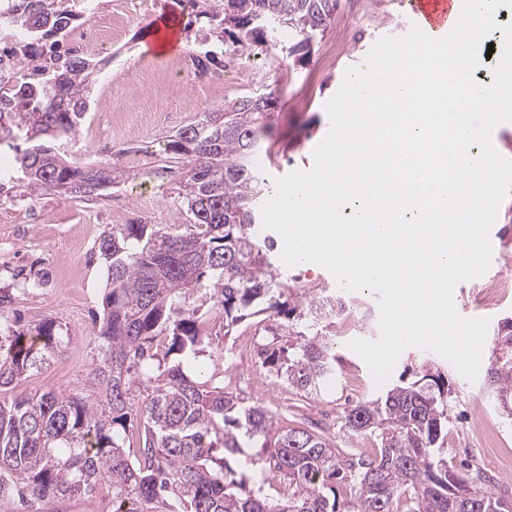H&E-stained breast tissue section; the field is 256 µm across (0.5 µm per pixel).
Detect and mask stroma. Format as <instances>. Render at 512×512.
I'll use <instances>...</instances> for the list:
<instances>
[{"label":"stroma","instance_id":"stroma-1","mask_svg":"<svg viewBox=\"0 0 512 512\" xmlns=\"http://www.w3.org/2000/svg\"><path fill=\"white\" fill-rule=\"evenodd\" d=\"M173 0H112L113 17L124 23L112 32V53L103 57L94 85V109L108 110L112 120L111 191L79 201L46 195L36 200L40 223L29 220L25 210L0 209V319L19 321L32 328L51 320L62 337L58 360L28 373L23 391H55L85 398L91 393L90 374L100 360L99 343L93 336L92 314L101 310L106 293V268L97 253L100 236L120 220L150 224L173 223L182 205L177 175L164 172L165 147L183 127L202 113L222 110L241 97L274 93L278 108L272 128L256 164L266 180L291 171L310 169L313 151L329 130L325 103L338 90L349 66L360 64L372 45L383 36L404 35L407 6L403 0H368V10L352 14L344 24H330L317 34L304 59L290 54L287 37L278 36L267 59H230L217 54L205 77H198L194 29H180L181 46L165 55L145 52L156 20L180 16ZM193 95L195 109L180 111V99ZM500 245L499 259L481 277L462 282L454 291L458 312L465 317L490 320L482 364L476 382H468L441 356L415 348L399 358L388 382L376 384L365 362L348 344L355 339L373 340L379 335V310L370 292L340 290L331 273L314 263L288 268L279 253H272L273 272L287 290L290 304L308 309L326 299L345 303L356 324L339 333L337 315L325 314L320 326L336 355V377L320 393L300 397L278 382L259 393L245 382L259 371L253 356L240 353L238 336H263L262 326L245 323L236 338L212 349L202 361L215 382L226 381L250 401L274 410L283 427L307 422L322 431L336 447L371 455L373 439L350 434L342 419L346 408L384 395L400 382H412L421 367L439 370L448 380V434L443 448L450 468L472 464L493 479L492 489L512 497V467L502 465L503 450H512V416L508 415L493 381V371L512 367V343L504 337L512 324V291L498 305L488 308L479 301L483 285L512 283V194L502 202L491 229Z\"/></svg>","mask_w":512,"mask_h":512}]
</instances>
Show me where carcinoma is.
I'll use <instances>...</instances> for the list:
<instances>
[{"mask_svg": "<svg viewBox=\"0 0 512 512\" xmlns=\"http://www.w3.org/2000/svg\"><path fill=\"white\" fill-rule=\"evenodd\" d=\"M205 18L224 48L247 52L266 30H288L309 46L327 29L339 0H177ZM17 19L31 30H60L84 19L77 0H14ZM99 62L68 59L50 88L0 89V144L15 149L21 173L17 197L98 196L112 184V165L84 168L67 159L90 108ZM254 98L205 112L182 128L165 152L179 160L185 210L174 224L134 220L115 224L97 243L107 267L101 313L94 316L101 360L92 370L93 397L21 391L0 397V502L26 512L48 503L92 498L103 488L114 512H512L479 469L448 468L437 443L447 433L442 376L390 389L385 397L344 411V425L374 437L375 455L358 460L321 434L282 430L275 413L224 384L201 381L190 367L215 338L272 312L283 322L260 345L261 366L299 395L316 394L336 375V355L311 312L281 300L280 283L256 215L266 182L254 159L269 132L268 114ZM21 140V148L15 141ZM26 333L0 322V392L61 353L54 322ZM503 407L512 372L495 370ZM260 442L269 469L233 466L240 439ZM288 494L266 491L270 474ZM353 475L350 498L337 483Z\"/></svg>", "mask_w": 512, "mask_h": 512, "instance_id": "obj_1", "label": "carcinoma"}]
</instances>
